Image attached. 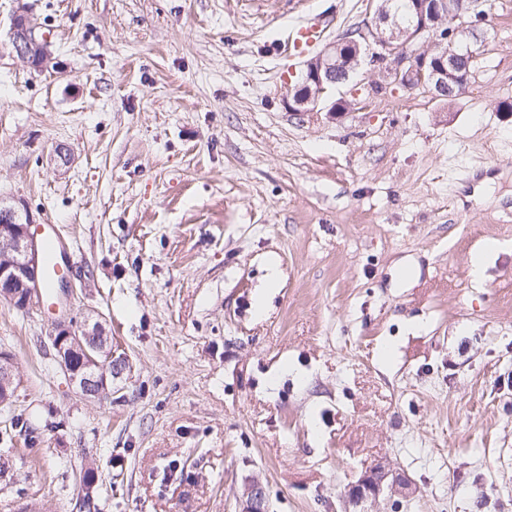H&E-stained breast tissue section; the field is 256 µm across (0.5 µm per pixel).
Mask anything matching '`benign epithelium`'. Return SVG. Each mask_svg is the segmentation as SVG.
<instances>
[{
  "label": "benign epithelium",
  "mask_w": 512,
  "mask_h": 512,
  "mask_svg": "<svg viewBox=\"0 0 512 512\" xmlns=\"http://www.w3.org/2000/svg\"><path fill=\"white\" fill-rule=\"evenodd\" d=\"M391 3L392 0H380L375 21L365 31L326 44L306 63L301 89L288 98L290 110L321 112L322 104L328 102V112L337 114L338 101L333 99L336 88L347 83L365 60L378 70L387 85H425L438 97H451L465 88L469 62L475 58L480 37L473 27L464 41L458 39L456 32L464 28L459 20L471 11V0H406V21L393 13ZM445 26L450 27V32L435 50L423 49V40ZM37 29L31 15H14L11 49L27 61L40 58L41 68L46 69L52 63V52ZM32 225L27 209L0 199V242H5L10 252V263L0 266V299L12 306L21 298L29 307L41 297L39 248ZM49 340L55 362L81 395L94 399L103 392L112 394V375L107 366L119 365L121 360L112 353V338L104 335L99 312L88 311L78 324L58 322ZM18 385L14 362L3 352L0 388ZM410 489L404 475L379 465L350 486L344 512H373L382 499L396 495L409 498ZM242 512H266L263 486L253 484L245 490Z\"/></svg>",
  "instance_id": "benign-epithelium-1"
}]
</instances>
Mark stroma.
I'll use <instances>...</instances> for the list:
<instances>
[{
    "mask_svg": "<svg viewBox=\"0 0 512 512\" xmlns=\"http://www.w3.org/2000/svg\"><path fill=\"white\" fill-rule=\"evenodd\" d=\"M305 8L331 42L375 18L372 0ZM20 9L51 70L11 54ZM297 18L286 0H0V199L62 234L75 291L56 315L0 301L22 379L0 428L38 438H16L0 512H75L88 469L98 512H240L254 483L269 512H342L382 461L415 489L395 512H512V0H489L452 100L372 91L364 64L335 117L288 109L316 54L282 49ZM90 309L125 361L108 400L48 353Z\"/></svg>",
    "mask_w": 512,
    "mask_h": 512,
    "instance_id": "obj_1",
    "label": "stroma"
}]
</instances>
